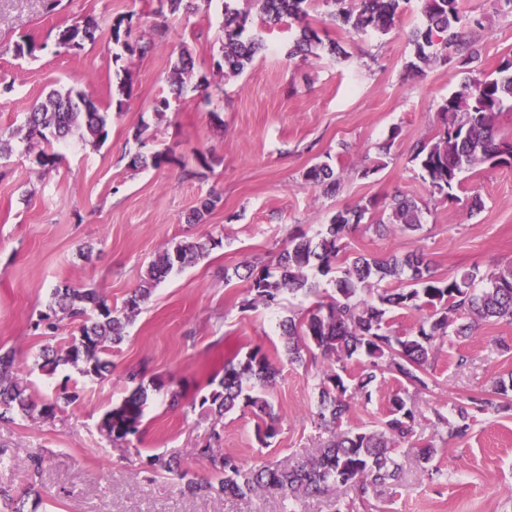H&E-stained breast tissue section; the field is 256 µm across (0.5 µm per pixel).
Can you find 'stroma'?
<instances>
[{
	"label": "stroma",
	"instance_id": "35a3bbf8",
	"mask_svg": "<svg viewBox=\"0 0 512 512\" xmlns=\"http://www.w3.org/2000/svg\"><path fill=\"white\" fill-rule=\"evenodd\" d=\"M224 0L194 14L157 16V0H0V81L12 84L0 97V135L12 151L0 157V347L12 349L37 401H57L53 413H32L0 422V490L28 494L30 512H284L278 495L245 499L214 494L182 495L174 476L145 480L140 458L163 453L197 474L206 469L198 450L220 431L224 452L253 465L302 458L324 446L330 430L314 423L317 364L299 366L279 354V323L306 312L334 292L331 277L316 276L315 290L290 295L274 309L246 307L248 285L236 269L246 262L274 264L288 233L315 234L337 210L395 194L423 205V228L410 236L362 224L343 239V254L386 257L422 251L438 277L512 262V168L484 167L461 173L455 199L431 195L410 160L414 144L437 135L439 103L464 79L454 62L440 59L423 73H407L413 58L410 35L421 25L417 0L401 6L386 34L345 32L317 4L308 20L324 39L339 41L346 57L327 53L287 60L299 29L290 21L262 28L266 50L241 75L222 76L213 60L222 53ZM464 14L478 18L475 47L484 72L512 54V15L494 0H461ZM135 13L136 33L150 41L146 53L114 62L108 50L113 19ZM95 18V43L77 51L57 45L59 28L72 18ZM34 41L33 54L14 47ZM188 46L195 67L188 92L175 96L172 66ZM130 93L116 106L111 89L122 75ZM209 97L201 103L194 87ZM92 92L109 111L108 137L93 145L73 137L57 148L62 159L39 166L34 153L13 138L25 112L49 90ZM169 98L166 112L157 99ZM145 128L148 139L134 138ZM389 145L380 155L381 145ZM165 152L168 164L131 168L132 155ZM211 161L201 170L198 159ZM342 175L337 194L304 180L323 160ZM382 168H375V161ZM219 198L204 223H187L203 198ZM483 205L472 209L473 199ZM221 244L155 286L109 356L112 372L90 379L61 367H37L43 348L67 343L73 328L43 336L33 325L48 313L54 288H93L114 307L143 284L157 252L184 238ZM273 352L281 370L272 400L279 433L271 446L255 437L256 419L237 409L214 420L196 402L208 382L221 378L224 362L254 346ZM146 366L147 377L165 386L154 393L131 448L113 446L100 429L105 412L128 395L127 369ZM512 373V324L485 321L472 335L440 343L428 390L411 406L421 424L417 436L433 441L435 475L413 456L402 459L400 483L387 490L380 512H512V409L477 415L468 435L451 439L433 425L435 412H451L466 397L486 399L493 383ZM399 384L378 376L371 402L352 401L345 427L372 425L387 411ZM76 401H60L62 391ZM180 391L172 400V391ZM41 466L32 470L31 453Z\"/></svg>",
	"mask_w": 512,
	"mask_h": 512
}]
</instances>
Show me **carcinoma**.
<instances>
[{
    "label": "carcinoma",
    "instance_id": "1",
    "mask_svg": "<svg viewBox=\"0 0 512 512\" xmlns=\"http://www.w3.org/2000/svg\"><path fill=\"white\" fill-rule=\"evenodd\" d=\"M155 13H195L210 8L213 0H157ZM258 6L266 24L286 19L299 23L300 33L288 45L289 58L305 56L321 49L332 57L345 54L336 42H324L319 32L307 22L312 0H246ZM331 8L330 20L339 27L358 33H387L395 25L401 4L410 0H323ZM423 23L411 33L414 48L408 70L420 71L440 55L454 57L470 76L458 91L441 101L438 115L443 126L440 134L413 147L411 160L422 172L423 180L433 195L453 198L458 175L465 169L512 167V137L501 134L499 117L505 102H512V56L502 58L494 72L474 75L478 52L469 38L479 21L464 15L459 0H419ZM134 13L113 20L112 56L119 61L145 50L132 39ZM250 11L224 0V44L221 58L213 62L217 71L237 76L252 64L265 48L261 30L250 28ZM98 23L86 16L75 19L60 30L59 47L73 51L84 42H95ZM194 66L192 53L182 47L172 69V85L176 93L184 91L185 76ZM21 140L29 150L38 149L36 162L53 166L60 156L54 145L76 134L85 142L101 144L108 137L107 112L92 94L73 88L54 90L36 102L25 113L20 126ZM168 162L161 152L147 157L138 152L130 159L132 167L155 168ZM307 183L325 194L340 187V173L323 161L303 174ZM207 197L192 210L190 224L201 223L216 206ZM377 228L414 233L422 228V208L414 199L393 198L378 205L370 199L350 208L336 211L329 224L314 236L295 229L288 234V245L279 253L275 265L244 264L245 279L251 299L246 306L271 308L282 304L285 295L313 292L311 273L327 275L334 271L335 296L327 303L318 302L306 313L290 317L281 324L282 346L288 361L304 364L321 357L329 367L318 373V406L313 420L334 429L333 439L315 454L288 464L283 461L248 467L236 456L214 447L220 433L212 431L211 443L199 449L208 474L198 476L183 468L173 458L148 455L141 460L143 472L152 476L166 472L174 475L189 495L217 493L247 497L261 493H279L288 501L303 495L328 493L339 487L351 488L353 497L340 504L337 512H355L359 507L375 508L370 502L379 498L382 488L400 478L401 447L416 435V416L408 405L410 390L426 389L428 368L436 344L448 336H467L480 322L495 319L512 324V263L479 276L474 266L448 278L435 275L430 262L420 251L401 257L359 255L351 260L342 257V240L348 231L364 222ZM213 238L205 242L181 240L160 251L148 268L140 288L134 290L121 309L112 308L108 299L95 291L74 286L55 289L54 306L36 327L47 335L56 332L64 320L76 325V333L59 351H45L39 368L54 371L71 365L86 376L104 377L112 362L107 359L113 348L126 338L131 318L148 299L151 289L175 269L204 256L220 246ZM486 286L475 290L477 278ZM407 280L409 288H382V282ZM428 314L415 331L398 336L390 330L387 313L396 309H420ZM360 357L369 359V367L356 375L348 374V366ZM21 365L11 350L0 349V420L9 421L13 414L30 415L39 409L50 412L56 402L38 404L23 378ZM388 371L398 379L401 388L393 395L385 417L370 428L345 429L344 418L355 399L372 400L371 386L378 372ZM146 367H133L126 380L133 389L121 402L112 406L102 419L101 429L115 445H129L140 432L149 389L159 390L163 382L145 384ZM279 369L262 346H254L244 357L224 362V374L218 386L201 398L200 406L214 417L222 418L238 405L250 409L257 418L255 437L264 447L278 434L279 416L274 412L272 393ZM496 408L491 401L469 399L454 406L450 421L437 415L447 425L448 437H460L470 428L472 411ZM417 461L429 470L438 448L430 442L414 448Z\"/></svg>",
    "mask_w": 512,
    "mask_h": 512
}]
</instances>
